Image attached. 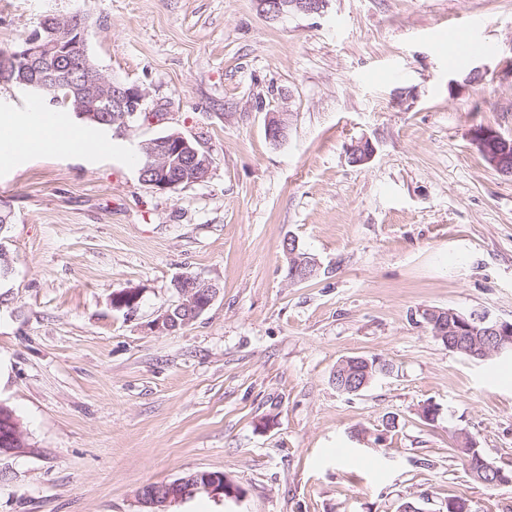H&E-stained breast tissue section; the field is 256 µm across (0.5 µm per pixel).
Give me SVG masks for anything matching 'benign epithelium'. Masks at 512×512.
Wrapping results in <instances>:
<instances>
[{"label":"benign epithelium","instance_id":"benign-epithelium-1","mask_svg":"<svg viewBox=\"0 0 512 512\" xmlns=\"http://www.w3.org/2000/svg\"><path fill=\"white\" fill-rule=\"evenodd\" d=\"M259 11L270 19H279L293 12L319 13L326 0H255ZM88 19L80 14L45 16L37 29L25 38L18 48L0 53V80L16 84L24 89L35 88L56 98L57 86L49 83L35 84L29 73L38 66L52 64L70 73L68 101L71 112L78 118L92 119L104 126L125 123L142 110L146 93L136 85H129L102 72L88 54ZM474 141L488 163L501 175L512 177V142L497 131L480 127L474 132ZM144 164L138 171L139 180L160 190L174 189L182 183L200 182L211 169L210 154L178 132L145 140L138 146ZM285 252L289 258L288 280L302 282L318 271L317 260L309 255L300 256L294 244L288 241ZM217 289L198 279L184 283L180 291L179 310L185 313L183 322L196 319L216 297ZM431 324L439 335H448V350L462 351L466 355L485 360L512 349V323L492 319L487 314H459L453 310L433 311ZM7 420L10 435L1 456H12L30 448L20 423L0 402ZM469 474L478 482L490 486H506L508 482L492 478L487 463L478 453L466 458ZM227 480L222 474L204 473L197 476L191 486L192 493L205 492L214 498L238 497L239 491L225 487ZM180 494L165 498L139 494L142 507L158 508V512L173 503L183 502Z\"/></svg>","mask_w":512,"mask_h":512}]
</instances>
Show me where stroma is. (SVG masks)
Returning <instances> with one entry per match:
<instances>
[{
	"label": "stroma",
	"mask_w": 512,
	"mask_h": 512,
	"mask_svg": "<svg viewBox=\"0 0 512 512\" xmlns=\"http://www.w3.org/2000/svg\"><path fill=\"white\" fill-rule=\"evenodd\" d=\"M76 12L102 71L147 97L103 133L109 153L0 163V402L34 447L0 459V512H144L143 486L196 470L240 497L170 512H448L453 495L507 512L512 486L477 483L452 447L461 429L512 464V356L451 352L422 314L512 322V178L473 141L512 139V0H327L277 20L255 0H0V49ZM474 19L493 52L452 42ZM171 132L211 170L159 190L136 146ZM290 238L313 278L287 279ZM183 275L215 300L153 330ZM122 291L133 309L113 308ZM352 356L388 371L346 395L332 376Z\"/></svg>",
	"instance_id": "35a3bbf8"
}]
</instances>
